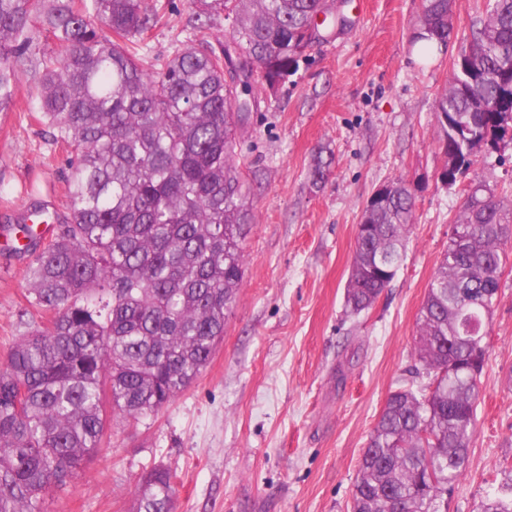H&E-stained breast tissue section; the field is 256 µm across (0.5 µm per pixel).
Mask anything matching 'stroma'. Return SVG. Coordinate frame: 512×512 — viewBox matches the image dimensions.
Listing matches in <instances>:
<instances>
[{
  "label": "stroma",
  "mask_w": 512,
  "mask_h": 512,
  "mask_svg": "<svg viewBox=\"0 0 512 512\" xmlns=\"http://www.w3.org/2000/svg\"><path fill=\"white\" fill-rule=\"evenodd\" d=\"M159 17L149 57L171 56L225 27H192L190 0H148ZM487 0H453L447 48L420 58L421 0H334L324 40L275 93H262L238 151L257 222L244 241L243 284L209 364L158 414L110 420L103 443L42 512H133L151 468L176 475L174 512H349L360 461L384 401L415 364L417 319L475 187L512 201V143L477 154L456 185L434 105ZM36 76L0 112V370L42 321L27 301L30 257L18 227L33 210L67 213L66 151L37 121ZM331 162L311 182L316 156ZM394 178L416 194L404 261L369 310L350 315L345 285L368 198ZM467 473L448 512H480L512 481V259L486 322Z\"/></svg>",
  "instance_id": "35a3bbf8"
}]
</instances>
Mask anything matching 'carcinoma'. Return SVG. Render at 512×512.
Wrapping results in <instances>:
<instances>
[{
	"mask_svg": "<svg viewBox=\"0 0 512 512\" xmlns=\"http://www.w3.org/2000/svg\"><path fill=\"white\" fill-rule=\"evenodd\" d=\"M196 19L231 28L148 65L139 54L157 6L145 0H0V112L19 75L39 69V120L69 154L68 215L31 256L28 302L50 314L0 371V512H41L100 447L109 418L158 413L208 363L242 286L243 239L257 222L237 164L255 92H273L316 43L328 0H193ZM451 0H423L414 41L448 45ZM59 53H48L49 44ZM456 183L512 133V0H488L469 49L435 101ZM357 227L345 303L370 309L395 277L414 223L400 178ZM512 210L476 187L455 221L419 313L417 364L389 392L371 431L351 512H447L475 434L487 346ZM175 474L154 467L136 512H172ZM482 512H512L509 493Z\"/></svg>",
	"mask_w": 512,
	"mask_h": 512,
	"instance_id": "1",
	"label": "carcinoma"
}]
</instances>
